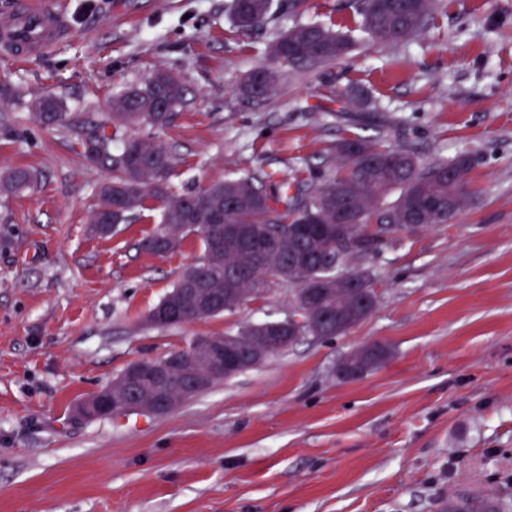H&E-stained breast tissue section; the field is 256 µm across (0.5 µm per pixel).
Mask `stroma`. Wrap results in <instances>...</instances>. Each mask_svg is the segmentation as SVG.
Instances as JSON below:
<instances>
[{"label":"stroma","instance_id":"1","mask_svg":"<svg viewBox=\"0 0 512 512\" xmlns=\"http://www.w3.org/2000/svg\"><path fill=\"white\" fill-rule=\"evenodd\" d=\"M60 2L70 38L26 59L0 53V83L17 90L0 104V174L38 176L0 194V512H438L451 491H512V0H444L417 36H357L332 64L283 71L263 102L240 88L268 46L302 24L348 32L350 0H274L249 35L232 0ZM160 69L187 88L155 137L177 158L175 190L262 169L318 185L344 134L341 91L362 137L411 147L424 166L473 156L469 201L350 260L378 304L347 334L304 338L164 415L78 421L74 404L129 364L296 309L279 284L232 314L149 327L200 238L142 251L155 209L93 232L107 174L33 104L92 118ZM368 343L389 360L338 377ZM37 176L27 168H16L0 176V194L29 190L37 184Z\"/></svg>","mask_w":512,"mask_h":512}]
</instances>
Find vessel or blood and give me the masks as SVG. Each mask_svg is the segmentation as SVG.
Instances as JSON below:
<instances>
[{
    "label": "vessel or blood",
    "instance_id": "vessel-or-blood-1",
    "mask_svg": "<svg viewBox=\"0 0 512 512\" xmlns=\"http://www.w3.org/2000/svg\"><path fill=\"white\" fill-rule=\"evenodd\" d=\"M69 32L58 0H16L9 18L0 22V47L15 57L37 54Z\"/></svg>",
    "mask_w": 512,
    "mask_h": 512
}]
</instances>
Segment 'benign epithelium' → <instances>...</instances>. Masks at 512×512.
Returning <instances> with one entry per match:
<instances>
[{"label":"benign epithelium","instance_id":"7a95c632","mask_svg":"<svg viewBox=\"0 0 512 512\" xmlns=\"http://www.w3.org/2000/svg\"><path fill=\"white\" fill-rule=\"evenodd\" d=\"M189 293L198 298L196 318L207 317L211 312L214 295L196 287L188 281ZM310 304L296 309V313L278 321V325L300 330L309 335L318 334V329L309 326ZM274 350L269 336H243L238 332L217 336H198L187 352L179 357L167 356L159 361L140 362L126 368L112 383L73 407L78 419L99 417L106 407L112 408V415L137 410L148 414L161 415L172 411L180 397L168 391V377L173 367L181 363L186 368V388L194 392L209 388L224 380V372L236 368L242 356L251 352L266 356Z\"/></svg>","mask_w":512,"mask_h":512}]
</instances>
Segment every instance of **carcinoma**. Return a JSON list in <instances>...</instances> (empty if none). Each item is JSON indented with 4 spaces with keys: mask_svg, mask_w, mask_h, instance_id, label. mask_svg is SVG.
Wrapping results in <instances>:
<instances>
[{
    "mask_svg": "<svg viewBox=\"0 0 512 512\" xmlns=\"http://www.w3.org/2000/svg\"><path fill=\"white\" fill-rule=\"evenodd\" d=\"M360 17L359 31L376 43H397L421 32L436 8L435 0H354ZM273 0H232L234 27L243 35L262 28ZM353 47L352 37L321 24L297 25L270 46L271 63L251 71L241 90L253 100L268 99L282 69H308L342 58ZM181 79L168 71L154 72L142 86L132 87L112 98V111L86 123L62 111L54 98L36 104V118L80 135L88 163L107 170L111 178L99 188L100 203L91 224L95 233L110 236L121 224L136 221L144 204L153 200L161 211L160 224L142 239V251L155 255L175 252L183 239L196 234L202 255L183 271L155 309L177 305V313L156 324L167 328L190 322L196 299L181 295L184 279L192 275L219 293L211 316L233 313L246 301L265 299L273 286L293 283L314 299V312L349 315L361 303L372 310L375 290L368 280L360 287L342 284L343 273L328 268L326 258L336 254L345 241L356 243L357 253L375 254L410 231L413 217L427 227L446 224L452 216L435 210V204L451 201L459 213L468 199L467 186L475 160L460 154L453 161L430 167L420 165L415 151L395 147L383 138L357 134L336 142L338 167L314 188L304 181L283 179L264 189L266 173H248L217 181L193 193L173 191L170 178L175 158L166 148L139 132L168 127L175 108L185 102ZM127 128L132 134L112 151L107 128ZM37 176L27 168L0 175V194L29 190ZM376 221L378 231L368 234L364 225ZM238 224L252 231L248 248L226 240L224 225ZM247 271L239 279H227L226 270ZM243 328L266 330L283 343L280 352L297 344L275 321L249 322ZM389 351L382 344L361 356L362 368L386 362ZM442 512H512V494L450 492L441 502Z\"/></svg>",
    "mask_w": 512,
    "mask_h": 512,
    "instance_id": "obj_1",
    "label": "carcinoma"
}]
</instances>
